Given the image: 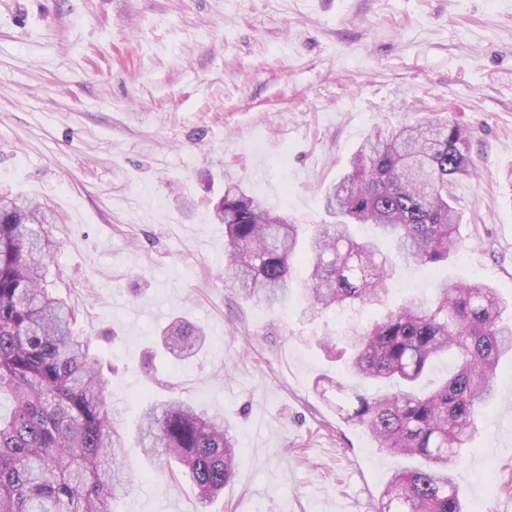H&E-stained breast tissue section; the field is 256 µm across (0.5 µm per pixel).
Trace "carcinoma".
Masks as SVG:
<instances>
[{"label": "carcinoma", "instance_id": "cac0c4a2", "mask_svg": "<svg viewBox=\"0 0 512 512\" xmlns=\"http://www.w3.org/2000/svg\"><path fill=\"white\" fill-rule=\"evenodd\" d=\"M468 131L437 118L376 131L360 145L351 170L328 192L334 224L302 225L240 185L224 189L214 216L224 225V279L239 296L269 308L284 302L293 261L307 265L304 293L312 314L346 306L385 305L400 263L436 267L460 250L453 183L475 173ZM51 217L19 195L0 201V512H113L132 485L125 433L114 427L106 380L78 310L49 289L57 242ZM375 235L358 240L352 225ZM204 332L179 317L163 349L188 358ZM319 346L343 361L337 414L368 431L377 447L421 458L396 473L378 512H463L455 471L478 431V409L512 353V299L489 283L443 280L428 301L409 300L380 319ZM451 362L433 389L431 366ZM144 452L189 478L201 503L217 498L235 473L237 441L224 419L171 399L141 417Z\"/></svg>", "mask_w": 512, "mask_h": 512}]
</instances>
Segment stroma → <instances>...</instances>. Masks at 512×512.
Segmentation results:
<instances>
[{
	"label": "stroma",
	"instance_id": "1",
	"mask_svg": "<svg viewBox=\"0 0 512 512\" xmlns=\"http://www.w3.org/2000/svg\"><path fill=\"white\" fill-rule=\"evenodd\" d=\"M471 133L477 177L453 188L467 245L436 269L401 265L387 305L435 282L512 295V0H0V192L55 217L56 295L112 365V418L176 396L221 415L233 481L200 508L189 480L129 445L115 512H375L414 460L377 448L315 389L340 365L316 336L382 308L307 312L241 299L224 280L213 204L243 184L300 224L360 143L437 114ZM203 327L195 358L146 351L175 316ZM455 473L467 512L512 505V358Z\"/></svg>",
	"mask_w": 512,
	"mask_h": 512
}]
</instances>
